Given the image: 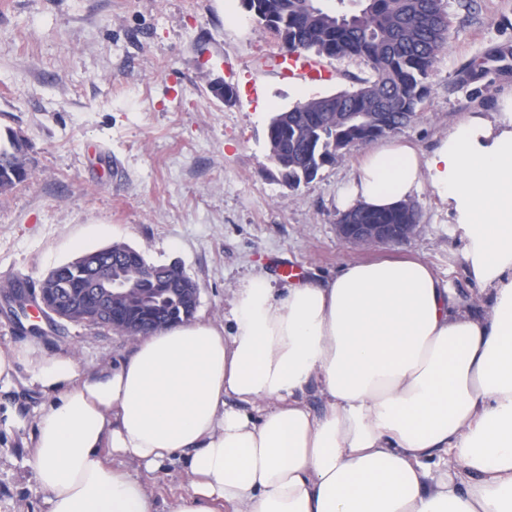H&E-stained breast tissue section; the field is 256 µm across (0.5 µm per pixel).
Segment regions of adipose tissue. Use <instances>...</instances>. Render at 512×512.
Instances as JSON below:
<instances>
[{
    "label": "adipose tissue",
    "mask_w": 512,
    "mask_h": 512,
    "mask_svg": "<svg viewBox=\"0 0 512 512\" xmlns=\"http://www.w3.org/2000/svg\"><path fill=\"white\" fill-rule=\"evenodd\" d=\"M422 157L368 151L339 206L387 208L428 183L482 291L472 311L419 259L244 281L232 324L140 337L117 368L0 349L50 400L28 460L47 512H152L145 484L183 457L173 512H512V98ZM317 390L320 410L307 401Z\"/></svg>",
    "instance_id": "1"
}]
</instances>
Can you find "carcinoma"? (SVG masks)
I'll return each mask as SVG.
<instances>
[{
  "label": "carcinoma",
  "mask_w": 512,
  "mask_h": 512,
  "mask_svg": "<svg viewBox=\"0 0 512 512\" xmlns=\"http://www.w3.org/2000/svg\"><path fill=\"white\" fill-rule=\"evenodd\" d=\"M256 20L277 33L287 52L319 58L359 59L370 70L356 86L297 103L272 118L267 138L284 186L293 191L360 144L385 137L411 123L429 93V77L448 44L447 0H357L359 9L330 11L315 0H243ZM28 142L12 128L0 136V191L28 177ZM358 224H417L415 203L387 210L357 208ZM112 281L130 285L128 295L104 306L86 292L89 279L67 265L41 285V299L52 312L72 298L84 305L69 313L74 323L106 327L129 338L190 320L196 305L172 265H153L135 248L112 263Z\"/></svg>",
  "instance_id": "carcinoma-1"
}]
</instances>
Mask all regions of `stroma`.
I'll return each mask as SVG.
<instances>
[{
	"label": "stroma",
	"instance_id": "1",
	"mask_svg": "<svg viewBox=\"0 0 512 512\" xmlns=\"http://www.w3.org/2000/svg\"><path fill=\"white\" fill-rule=\"evenodd\" d=\"M450 37L429 78L422 116L397 137L432 153L473 116L499 119L512 97V0H450ZM280 44L241 0H0V130L27 138L29 175L0 194V347L74 356L85 369L117 366L132 350L106 328L23 316L11 285L37 296L49 271L81 252L122 242L154 265L179 264L200 288L195 320L223 322L237 284L287 260L301 278L351 262L413 254L473 301L464 241L429 185L412 197L421 221L409 242L359 248L336 236L338 193L365 147L291 191L268 162L273 113L299 89L328 95L365 76L357 59L325 60L322 81L282 80ZM480 76L464 81L465 71ZM236 91L217 99L211 83ZM0 390V512H45L47 493L27 464L45 409L27 371ZM19 416V427L7 425ZM143 481L154 512L190 489L183 462L153 474L114 458Z\"/></svg>",
	"mask_w": 512,
	"mask_h": 512
}]
</instances>
